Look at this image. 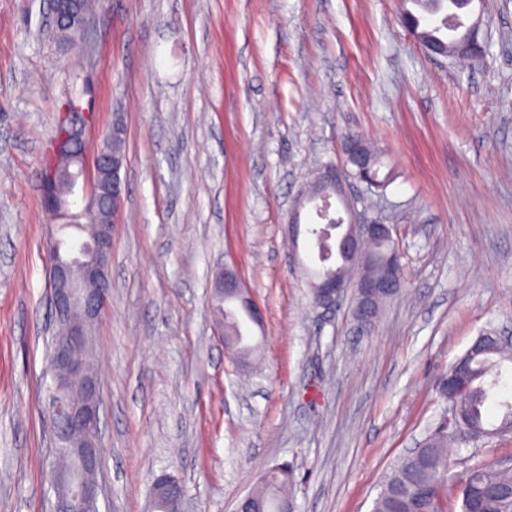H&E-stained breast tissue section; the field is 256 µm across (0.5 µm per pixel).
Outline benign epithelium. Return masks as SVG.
Here are the masks:
<instances>
[{"mask_svg": "<svg viewBox=\"0 0 512 512\" xmlns=\"http://www.w3.org/2000/svg\"><path fill=\"white\" fill-rule=\"evenodd\" d=\"M56 25L85 28L87 18L72 10L68 0H51ZM68 133L53 141L49 150L51 164L42 175V194L48 195L57 174L65 175L77 188L68 197L59 195L51 200L48 209L66 224L79 228L65 237L56 224L50 236L46 260L52 286L55 324L59 330L56 346L49 361L52 390L65 391L78 386L79 398L61 401L50 415L55 447L76 449L79 470L68 475L54 472V483L64 485L55 492L53 512H99L102 486L99 473L103 447L100 437V382L96 353L89 343L92 328L107 305L110 282L109 264L112 251V232L123 200L120 171L123 155L100 148L94 158L78 152L73 145L86 141L93 123L92 113L83 108L71 112ZM360 139L349 136L342 146L344 160L363 167L358 155ZM318 180L332 186L335 194L317 192L323 209L338 199L343 206L348 227L322 230L321 238H329L332 248L321 247L319 261L327 271L313 280V304L319 308L338 306L352 290L366 303L360 318L369 317L370 303L377 289L395 288L401 281L399 262H394L385 279L363 275L354 280L341 277L333 265L335 255H357L360 244L368 240L394 239L393 225L379 216H368L356 210L346 196L350 185L344 167L335 164L319 169ZM215 294L224 297V306L233 308L247 337L263 330V314L254 303L237 271L225 267L214 281ZM184 488L172 475L162 474L155 479L149 496V512L162 504L165 512H184Z\"/></svg>", "mask_w": 512, "mask_h": 512, "instance_id": "obj_1", "label": "benign epithelium"}]
</instances>
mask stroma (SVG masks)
<instances>
[{
  "label": "stroma",
  "instance_id": "1",
  "mask_svg": "<svg viewBox=\"0 0 512 512\" xmlns=\"http://www.w3.org/2000/svg\"><path fill=\"white\" fill-rule=\"evenodd\" d=\"M50 0H0V512H50L55 327L41 172L63 105L122 121L112 293L94 329L100 512H146L155 479L184 512H235L292 470L295 512H372L401 457L449 415L436 388L478 334L512 336V0H485L484 58L426 55L401 0H98L78 47ZM370 138L395 179L382 209L403 292L358 333L351 301L313 307L309 172ZM234 266L263 310L261 360L224 351L210 291ZM184 488L180 481L172 475L162 474L155 479L149 496V511L155 512L157 499L165 512H184Z\"/></svg>",
  "mask_w": 512,
  "mask_h": 512
}]
</instances>
